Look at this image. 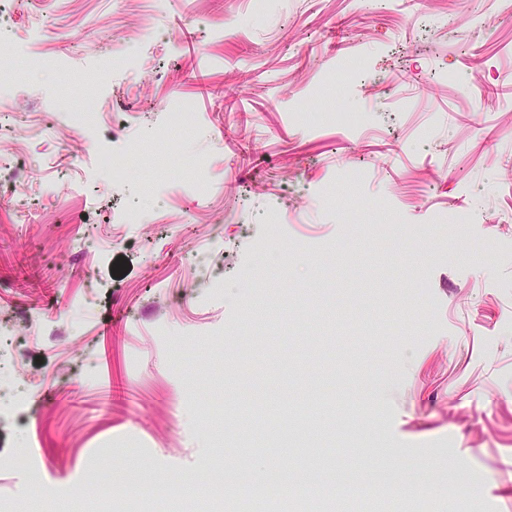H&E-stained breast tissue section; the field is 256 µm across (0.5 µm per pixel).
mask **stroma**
<instances>
[{
	"label": "stroma",
	"mask_w": 512,
	"mask_h": 512,
	"mask_svg": "<svg viewBox=\"0 0 512 512\" xmlns=\"http://www.w3.org/2000/svg\"><path fill=\"white\" fill-rule=\"evenodd\" d=\"M0 28L10 512H186L322 456L357 512H512V0H0ZM116 51L148 64L73 131Z\"/></svg>",
	"instance_id": "stroma-1"
}]
</instances>
